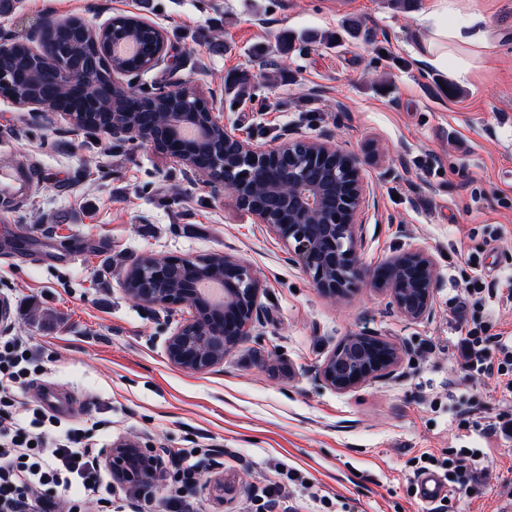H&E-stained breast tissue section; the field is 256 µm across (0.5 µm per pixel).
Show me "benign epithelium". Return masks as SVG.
<instances>
[{"label": "benign epithelium", "instance_id": "7a95c632", "mask_svg": "<svg viewBox=\"0 0 512 512\" xmlns=\"http://www.w3.org/2000/svg\"><path fill=\"white\" fill-rule=\"evenodd\" d=\"M110 133L116 139L150 144L225 193L238 209L288 244L289 260L322 293L343 298L365 280L385 292L407 319L418 321L431 314L438 279L435 259L427 249L403 251L375 268L360 262L358 215L366 204L368 184L358 157L340 146L301 136L262 148L226 129L217 147L224 178L217 180L209 169L191 160L193 148L183 141L164 145L134 127L117 125ZM317 166L330 168L332 177L321 180L310 174ZM203 265L209 266L211 278L224 284V305L219 309L188 287ZM144 277L156 287H137ZM261 288L248 263L225 254L143 255L124 275V290L134 300L167 311L190 310L167 337L166 353L173 366L196 373L222 364L251 335L253 324L263 316ZM399 361L400 349L390 340L351 334L327 356L318 378L331 389L347 392L391 376ZM102 456L112 477L124 483H148L159 467L150 447L137 439H121L103 449Z\"/></svg>", "mask_w": 512, "mask_h": 512}]
</instances>
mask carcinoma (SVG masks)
Segmentation results:
<instances>
[{
  "label": "carcinoma",
  "instance_id": "carcinoma-1",
  "mask_svg": "<svg viewBox=\"0 0 512 512\" xmlns=\"http://www.w3.org/2000/svg\"><path fill=\"white\" fill-rule=\"evenodd\" d=\"M55 39L60 47L53 57L20 41L0 54V96L21 102H41L50 96L58 110L74 115L80 127L94 131L114 122L150 128L159 114L205 111L197 98L160 96L152 101L149 115L144 112L145 102L138 88L132 86L122 96L108 94L113 71L138 75L151 69L157 53L156 36L137 15L119 14L93 34L84 31L80 19L74 18L56 31ZM128 42L135 45L132 54L113 53L119 44ZM68 70L75 80L63 87L59 74Z\"/></svg>",
  "mask_w": 512,
  "mask_h": 512
}]
</instances>
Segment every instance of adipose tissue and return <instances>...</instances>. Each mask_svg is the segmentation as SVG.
Instances as JSON below:
<instances>
[{"instance_id": "obj_1", "label": "adipose tissue", "mask_w": 512, "mask_h": 512, "mask_svg": "<svg viewBox=\"0 0 512 512\" xmlns=\"http://www.w3.org/2000/svg\"><path fill=\"white\" fill-rule=\"evenodd\" d=\"M419 28L431 29L419 47V58L431 66H442L448 58L449 45L474 50L492 46L488 21L482 15L462 8L460 0H431L419 15Z\"/></svg>"}]
</instances>
